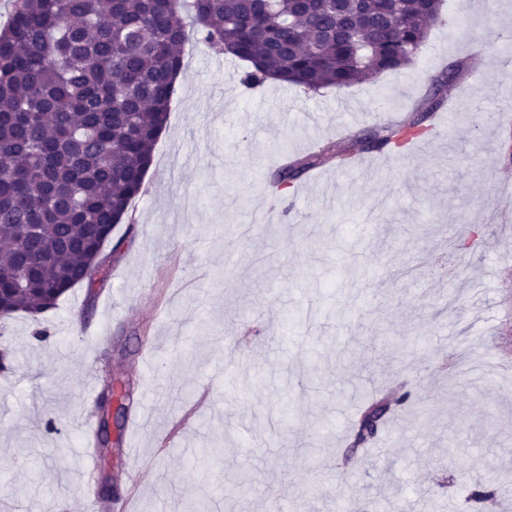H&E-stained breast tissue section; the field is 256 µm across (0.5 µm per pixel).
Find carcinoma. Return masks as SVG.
Here are the masks:
<instances>
[{"mask_svg": "<svg viewBox=\"0 0 512 512\" xmlns=\"http://www.w3.org/2000/svg\"><path fill=\"white\" fill-rule=\"evenodd\" d=\"M186 0H12L0 29V319L57 306L110 271L105 243L140 192L169 115L187 35ZM442 0H192L201 40L249 63L240 82L341 90L414 63ZM451 64L421 114L352 139L362 153L424 135L447 102ZM327 161L276 172L291 184ZM373 398L354 423L373 439L392 405Z\"/></svg>", "mask_w": 512, "mask_h": 512, "instance_id": "obj_1", "label": "carcinoma"}]
</instances>
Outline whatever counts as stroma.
Returning a JSON list of instances; mask_svg holds the SVG:
<instances>
[{
	"instance_id": "1",
	"label": "stroma",
	"mask_w": 512,
	"mask_h": 512,
	"mask_svg": "<svg viewBox=\"0 0 512 512\" xmlns=\"http://www.w3.org/2000/svg\"><path fill=\"white\" fill-rule=\"evenodd\" d=\"M512 0H444L415 66L308 92L249 89L245 64L189 33L166 129L141 194L112 231L108 278L57 308L0 322V512H78L81 404L112 379L144 414L103 449L132 512H512V219L495 218L512 178L498 115L512 102ZM461 65L454 133L427 134L360 169L327 163L266 197L284 157L415 112ZM454 248L458 279L415 287L416 267ZM379 268L380 281L365 269ZM105 332L92 347L69 323ZM48 331L37 340V331ZM315 351L324 395L295 386ZM426 395L354 449L362 395ZM133 454H126V446ZM41 459L28 465V450ZM254 492L234 496L240 479ZM486 498L477 502L474 491Z\"/></svg>"
}]
</instances>
